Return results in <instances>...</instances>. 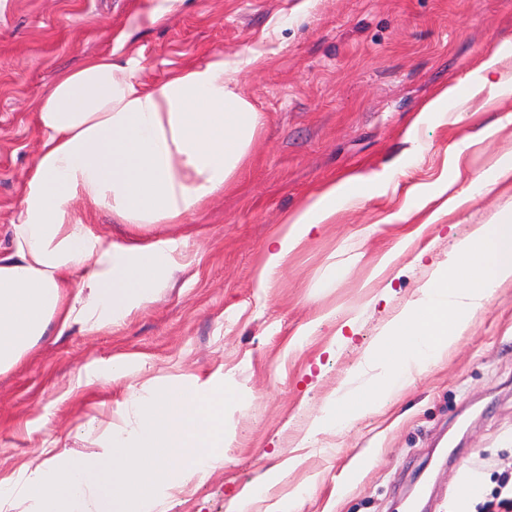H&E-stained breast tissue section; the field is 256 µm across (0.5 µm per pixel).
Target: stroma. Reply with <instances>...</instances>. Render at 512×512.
<instances>
[{"mask_svg": "<svg viewBox=\"0 0 512 512\" xmlns=\"http://www.w3.org/2000/svg\"><path fill=\"white\" fill-rule=\"evenodd\" d=\"M156 9L167 12L158 23ZM111 50L137 60L147 84L215 52L255 51L236 89L263 123L223 193L185 223L145 228L183 253L154 301L117 325L43 337L0 374V480L33 469L47 447L97 455L128 422L132 394L225 383L240 399L226 414L222 464L158 489L154 512H226L271 471L279 482L249 512H448L440 489H459L464 467L479 488L466 512H477L512 483V284L384 414L307 435L365 380L367 351L454 244L512 210V184L450 212L417 197L446 182L461 190L512 152V125L494 127L512 95L471 85L492 56L512 83V0H0L1 251L34 160L38 96L58 70ZM447 84L462 87L450 111L417 122ZM465 137L473 143L454 162L449 148ZM351 171L387 179L258 287L283 214ZM116 359L126 372L111 380ZM303 484L311 494L292 501Z\"/></svg>", "mask_w": 512, "mask_h": 512, "instance_id": "35a3bbf8", "label": "stroma"}]
</instances>
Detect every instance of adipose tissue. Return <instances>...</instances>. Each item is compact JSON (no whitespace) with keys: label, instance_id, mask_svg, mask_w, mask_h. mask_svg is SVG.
<instances>
[{"label":"adipose tissue","instance_id":"adipose-tissue-1","mask_svg":"<svg viewBox=\"0 0 512 512\" xmlns=\"http://www.w3.org/2000/svg\"><path fill=\"white\" fill-rule=\"evenodd\" d=\"M255 61L217 52L155 86L138 80L137 61L122 66L108 53L56 73L35 105L34 162L0 253V374L48 332L119 323L162 287L177 261L170 242L106 241L74 205L85 201L144 228L183 223L223 192L261 125L258 109L235 88L236 74ZM384 179L350 174L284 214L259 287L273 283L314 228Z\"/></svg>","mask_w":512,"mask_h":512}]
</instances>
